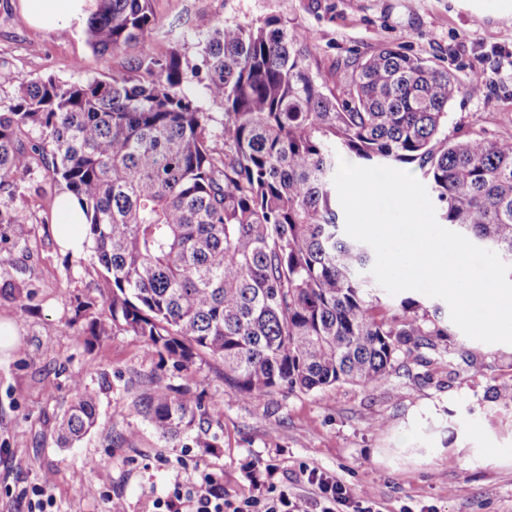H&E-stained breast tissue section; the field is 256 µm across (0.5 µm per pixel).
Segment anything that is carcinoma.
<instances>
[{"instance_id": "1", "label": "carcinoma", "mask_w": 512, "mask_h": 512, "mask_svg": "<svg viewBox=\"0 0 512 512\" xmlns=\"http://www.w3.org/2000/svg\"><path fill=\"white\" fill-rule=\"evenodd\" d=\"M88 11L91 49L135 50L129 70L142 78H16L0 107V238L27 235L35 168L78 199L109 313L77 303L67 326L88 346L119 328L176 372L211 358L253 400L369 386L421 349L439 352L448 322L413 297L380 304L369 246L340 233L341 158L413 172L438 222L512 258V137L446 132L448 107L479 77L387 45L344 61L330 87L304 33L277 15L217 25L191 66L176 48L152 52V0H92ZM195 78L222 119L185 92ZM142 412L165 439L196 428L195 447H217L200 396L159 386ZM96 420V396L78 390L60 445Z\"/></svg>"}]
</instances>
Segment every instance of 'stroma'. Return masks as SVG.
<instances>
[{
  "instance_id": "stroma-1",
  "label": "stroma",
  "mask_w": 512,
  "mask_h": 512,
  "mask_svg": "<svg viewBox=\"0 0 512 512\" xmlns=\"http://www.w3.org/2000/svg\"><path fill=\"white\" fill-rule=\"evenodd\" d=\"M159 24L155 54L178 49L196 62L198 41L217 22L248 25L288 18L308 37L321 75L385 45L453 72L484 76L481 96L460 95L448 109L449 137H512V22L500 0H153ZM84 20L54 29L34 26L22 0H0V104L15 78L67 81L126 73L129 54L94 53ZM59 188L48 178L27 186V239L0 243L12 264L0 273V325L15 341L0 349V512H27L33 488L48 512H108L122 498L127 512H156L171 470L184 493L205 475L226 503L264 502L270 487L314 502L317 470L346 488L351 512H512V406L490 401L492 385L512 383V345L487 344L448 327L454 366L409 363L368 386L244 398L224 383L222 365L196 361L173 371L146 355L142 337L114 330L88 347L66 325L78 302L98 299L88 255L62 252L52 234ZM25 287L30 311L16 315L9 284ZM186 388L219 409L209 425L210 453L192 438H162L143 417L155 386ZM94 392L98 417L81 441L62 448L55 428L77 389ZM381 428H374V421Z\"/></svg>"
}]
</instances>
